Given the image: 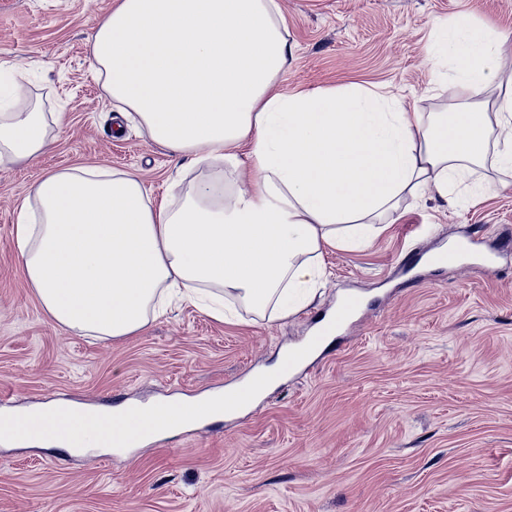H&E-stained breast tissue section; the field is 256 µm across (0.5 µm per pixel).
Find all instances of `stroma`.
<instances>
[{"label":"stroma","mask_w":512,"mask_h":512,"mask_svg":"<svg viewBox=\"0 0 512 512\" xmlns=\"http://www.w3.org/2000/svg\"><path fill=\"white\" fill-rule=\"evenodd\" d=\"M293 50L281 92L366 87L408 112H451L428 60L438 25L468 16L512 36V0H278ZM115 0H0V68L14 107L37 106L52 143L0 163V412L55 399H193L240 383L303 341L347 292L353 326L300 372L223 421L125 453L72 456L0 443V512H512V260L495 271L417 266L451 240L512 243V172L448 204L405 198L368 245L331 248L320 297L283 320L218 321L184 303L138 335H77L45 314L16 244L20 208L45 172L136 174L155 200L237 174L182 166L113 107L90 74L96 19Z\"/></svg>","instance_id":"obj_1"}]
</instances>
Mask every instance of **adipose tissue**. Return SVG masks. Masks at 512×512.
<instances>
[{"instance_id":"1","label":"adipose tissue","mask_w":512,"mask_h":512,"mask_svg":"<svg viewBox=\"0 0 512 512\" xmlns=\"http://www.w3.org/2000/svg\"><path fill=\"white\" fill-rule=\"evenodd\" d=\"M511 40L464 16L439 27L432 55L463 105L407 112L363 87L276 92L292 53L277 0H118L95 24V77L154 143L246 165L247 183L198 182L176 207L127 172L45 175L16 231L38 301L104 340L137 334L173 299L222 322L226 295L262 316L298 311L327 282L324 251L377 237L403 197L482 193L480 169L512 170V91L490 92ZM49 145L37 108H0V159Z\"/></svg>"}]
</instances>
